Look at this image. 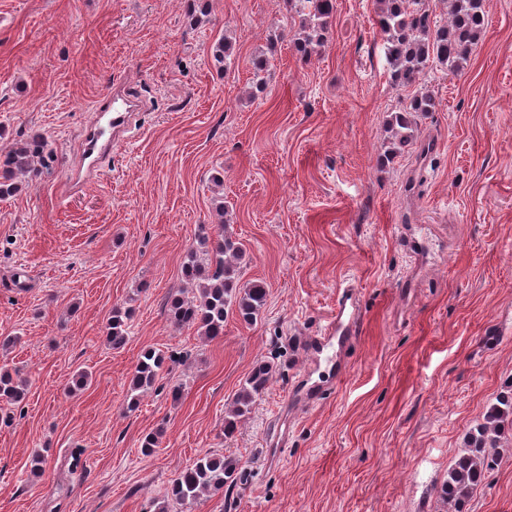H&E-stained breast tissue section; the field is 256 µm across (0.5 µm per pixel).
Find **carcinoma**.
I'll list each match as a JSON object with an SVG mask.
<instances>
[{"label": "carcinoma", "instance_id": "1", "mask_svg": "<svg viewBox=\"0 0 512 512\" xmlns=\"http://www.w3.org/2000/svg\"><path fill=\"white\" fill-rule=\"evenodd\" d=\"M298 30L293 48L302 58L325 47L335 0H299ZM377 25L383 38L388 63V81L394 88H410L419 83L426 70L437 65L450 73L463 68L485 26L484 0H448V21L442 25L431 20L425 0H379ZM270 59L264 55L252 60V89L265 90V74ZM432 94L418 92L406 98L388 119L391 135L390 154L414 140V117L435 111ZM46 148L44 138L36 137L17 144L0 162V199L15 195L20 178L37 176L35 162ZM216 236L204 237L200 248L188 255L184 266L186 281L192 289L170 297L169 316L178 327L195 326L209 340L224 337V323L234 313L240 321L251 325L261 314L266 301V288L260 281H242L240 264L243 251L240 243L226 229V207L219 206ZM131 310L117 307L106 327V340L114 350L128 342ZM166 358L148 349L140 354L130 380V401L135 408L140 397L153 389L159 380ZM273 376V365L266 360L255 363L224 415V435L237 428L238 420L249 414L252 405L265 392ZM26 382L7 371L0 373V400L8 405L20 402ZM512 446V392L492 405L485 421L470 432L464 452L448 469V479L440 489L448 512H464L473 491L482 483L496 463L499 447ZM239 461L206 451L181 470L166 489L160 512H169L174 505H192L203 498L224 493V488L237 482Z\"/></svg>", "mask_w": 512, "mask_h": 512}]
</instances>
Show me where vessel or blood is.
Returning <instances> with one entry per match:
<instances>
[{"mask_svg": "<svg viewBox=\"0 0 512 512\" xmlns=\"http://www.w3.org/2000/svg\"><path fill=\"white\" fill-rule=\"evenodd\" d=\"M132 116L131 104L125 91L116 89L106 96L104 104L95 111L84 134L83 160L88 172H96L112 152ZM356 305L352 289H344L332 312L323 336L310 340V350L320 353L334 339L351 343L360 331L354 311Z\"/></svg>", "mask_w": 512, "mask_h": 512, "instance_id": "1", "label": "vessel or blood"}]
</instances>
